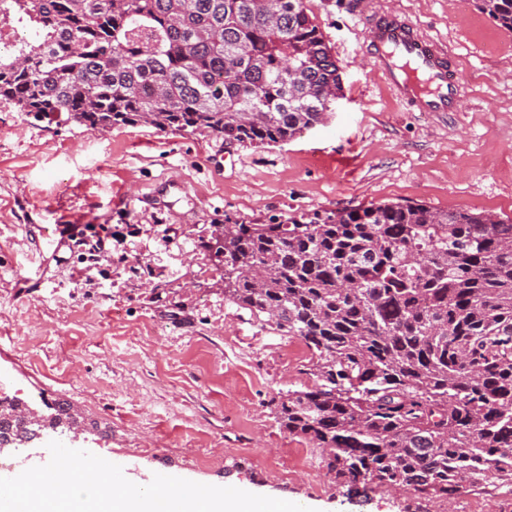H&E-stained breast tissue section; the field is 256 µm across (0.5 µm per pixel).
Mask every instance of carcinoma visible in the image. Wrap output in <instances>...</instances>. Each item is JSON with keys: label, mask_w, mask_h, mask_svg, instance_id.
Here are the masks:
<instances>
[{"label": "carcinoma", "mask_w": 512, "mask_h": 512, "mask_svg": "<svg viewBox=\"0 0 512 512\" xmlns=\"http://www.w3.org/2000/svg\"><path fill=\"white\" fill-rule=\"evenodd\" d=\"M512 31V0H477ZM32 23L0 53V99L93 130L144 123L233 146L284 143L343 90L305 0H0ZM224 302L311 351L315 384L279 396L280 426L352 494L441 502L512 486V219L370 203L286 224L213 225ZM0 400V448L77 417Z\"/></svg>", "instance_id": "1"}]
</instances>
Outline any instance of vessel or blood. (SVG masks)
Listing matches in <instances>:
<instances>
[{"instance_id":"vessel-or-blood-1","label":"vessel or blood","mask_w":512,"mask_h":512,"mask_svg":"<svg viewBox=\"0 0 512 512\" xmlns=\"http://www.w3.org/2000/svg\"><path fill=\"white\" fill-rule=\"evenodd\" d=\"M374 66L388 89L415 112H456L461 82L456 57L447 46L396 10L374 12L367 24Z\"/></svg>"}]
</instances>
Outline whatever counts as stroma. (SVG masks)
<instances>
[{"instance_id": "stroma-1", "label": "stroma", "mask_w": 512, "mask_h": 512, "mask_svg": "<svg viewBox=\"0 0 512 512\" xmlns=\"http://www.w3.org/2000/svg\"><path fill=\"white\" fill-rule=\"evenodd\" d=\"M407 12L457 57L463 109L401 106L364 46L352 0H306L343 96L292 141L223 140L141 124L107 132L35 121L0 100V378L35 408L66 399L97 423L83 450L155 474L282 498L313 512H430L405 491L347 499L318 448L289 435L273 398L313 386L311 353L241 318L224 273L197 248L225 218L283 222L371 202L512 218V32L476 0H365ZM82 216L112 240L97 259L59 245ZM184 306L180 321L166 302ZM440 512H512V490Z\"/></svg>"}]
</instances>
